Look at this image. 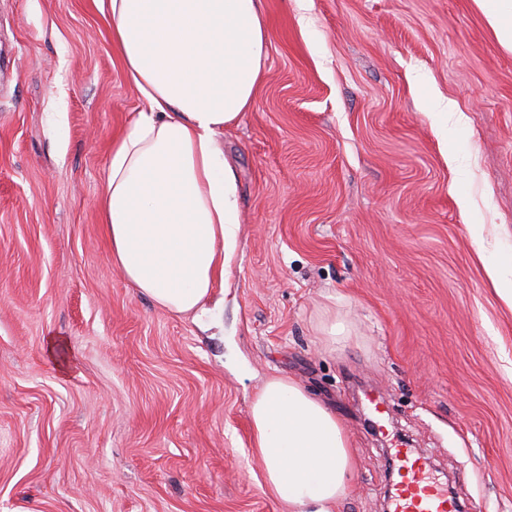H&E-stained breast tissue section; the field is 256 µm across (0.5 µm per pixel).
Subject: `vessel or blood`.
<instances>
[{
    "label": "vessel or blood",
    "instance_id": "obj_1",
    "mask_svg": "<svg viewBox=\"0 0 512 512\" xmlns=\"http://www.w3.org/2000/svg\"><path fill=\"white\" fill-rule=\"evenodd\" d=\"M394 457L399 480L393 485L392 512H461L447 484L435 479L414 449L398 448Z\"/></svg>",
    "mask_w": 512,
    "mask_h": 512
}]
</instances>
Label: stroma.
I'll use <instances>...</instances> for the list:
<instances>
[{
	"mask_svg": "<svg viewBox=\"0 0 512 512\" xmlns=\"http://www.w3.org/2000/svg\"><path fill=\"white\" fill-rule=\"evenodd\" d=\"M263 11V78L220 142L241 224L207 329L112 266L95 200L141 102L106 14L0 0V512H290L250 433L272 376L353 440L334 512H390L401 441L469 512H512V311L469 232L512 253V52L475 0ZM416 74L462 111L447 137Z\"/></svg>",
	"mask_w": 512,
	"mask_h": 512,
	"instance_id": "stroma-1",
	"label": "stroma"
}]
</instances>
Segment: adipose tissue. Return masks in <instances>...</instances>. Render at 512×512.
I'll list each match as a JSON object with an SVG mask.
<instances>
[{
    "label": "adipose tissue",
    "mask_w": 512,
    "mask_h": 512,
    "mask_svg": "<svg viewBox=\"0 0 512 512\" xmlns=\"http://www.w3.org/2000/svg\"><path fill=\"white\" fill-rule=\"evenodd\" d=\"M144 108L112 143L96 206L114 268L156 306L198 321L228 287L238 186L221 147L252 104L266 59L261 0H99ZM512 309V255L478 249ZM264 482L294 512H332L355 470L335 411L291 378L264 382L250 408Z\"/></svg>",
    "instance_id": "obj_1"
}]
</instances>
